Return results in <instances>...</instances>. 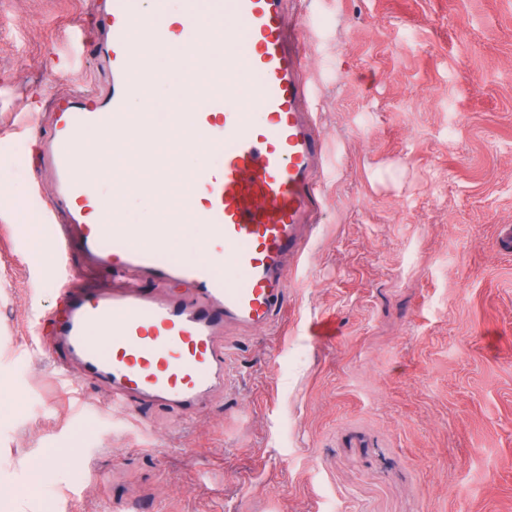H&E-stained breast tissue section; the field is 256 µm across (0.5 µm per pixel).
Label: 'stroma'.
Wrapping results in <instances>:
<instances>
[{
	"mask_svg": "<svg viewBox=\"0 0 512 512\" xmlns=\"http://www.w3.org/2000/svg\"><path fill=\"white\" fill-rule=\"evenodd\" d=\"M301 9L319 223L287 322L227 327L228 384L187 421L110 411L37 345L59 256L27 88L109 82L92 49L58 61L80 0H0V512H512V0ZM52 454L73 463L33 486Z\"/></svg>",
	"mask_w": 512,
	"mask_h": 512,
	"instance_id": "obj_1",
	"label": "stroma"
}]
</instances>
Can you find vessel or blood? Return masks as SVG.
Returning a JSON list of instances; mask_svg holds the SVG:
<instances>
[{
	"label": "vessel or blood",
	"mask_w": 512,
	"mask_h": 512,
	"mask_svg": "<svg viewBox=\"0 0 512 512\" xmlns=\"http://www.w3.org/2000/svg\"><path fill=\"white\" fill-rule=\"evenodd\" d=\"M283 4L182 0L181 22L153 30L155 48L176 44L201 57L216 47L199 32L224 34L222 66L202 83L181 73L191 94L163 126L192 136L218 158L191 176L200 195L189 202L190 221L209 227L202 254L191 263L159 261L158 240L122 218L123 187L114 188L111 207L100 208L83 172L85 132L129 127L128 102L144 94L131 35L143 0H112L105 12L98 0H88L86 26H72L68 41L75 51L85 28L103 31L94 49L110 89L104 95L72 90L55 109L46 141L54 183L46 216L63 260L62 286L59 309L36 329L56 357L59 379L104 386L118 407L138 400L190 415L228 381L233 352L221 342L225 327L264 329L287 314V265L300 256V229L314 217L323 141L305 109L314 89L300 53L287 46ZM245 78L252 84L246 101L238 87ZM95 210L100 223H87ZM75 226L94 266L110 270L111 285L67 264ZM144 275L190 290L152 293L139 283Z\"/></svg>",
	"instance_id": "vessel-or-blood-1"
}]
</instances>
